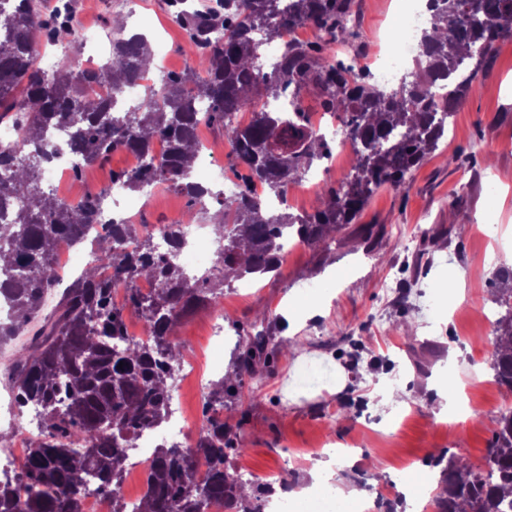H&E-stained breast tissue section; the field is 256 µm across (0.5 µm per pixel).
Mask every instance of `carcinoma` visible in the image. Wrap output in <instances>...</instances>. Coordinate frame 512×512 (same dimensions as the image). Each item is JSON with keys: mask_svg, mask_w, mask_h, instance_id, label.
I'll list each match as a JSON object with an SVG mask.
<instances>
[{"mask_svg": "<svg viewBox=\"0 0 512 512\" xmlns=\"http://www.w3.org/2000/svg\"><path fill=\"white\" fill-rule=\"evenodd\" d=\"M33 0H21L0 23V122L10 117L15 138L0 142V257L11 272L0 281V296L12 308L0 323V342L31 329L18 345L10 373L11 390L21 405L40 410L43 429L25 448V470L0 482V512H79L87 477H97L112 493V512H126L121 496L122 466L139 433L163 424L170 414L171 384L180 362L173 341L178 321L207 302L217 308L219 286L228 279L261 277L281 268L288 244L318 247L346 233L373 193L382 186L401 192L408 173L435 152L448 135V112L440 111L431 86L455 82L448 106L462 101L489 62L495 43L512 35V0H432V29L421 32L426 87L418 71L405 73L389 90L370 81L336 55V44H354L360 32L350 26L351 0H219L208 14L178 12L190 37L202 49V72L169 75L145 84L151 71L149 42L142 34L112 40V55L96 68L75 55L60 69L40 67L35 42ZM307 23L327 39L280 44L269 69L256 64L257 31L275 37L283 23ZM51 41L71 43L75 30L68 16L41 22ZM469 78L455 81L459 70ZM106 81L115 90L136 83L143 96L137 106L119 109L88 102L84 89ZM318 97L323 112L343 126L354 154L351 172L323 188L326 203L310 215L288 211V187L303 180L316 161L328 157L324 136L309 125L302 94ZM248 110L241 125L236 114ZM224 124L234 148L231 166L242 160L248 175L235 195L190 181L186 149L201 151L194 131L199 119ZM51 128L69 133L84 164L105 161L117 150L144 158L136 171L114 178L136 190L165 182L188 199L190 208L219 209L213 223L219 248L210 274L192 283L182 268L158 258L153 235L141 224L109 219L110 234L96 242V262L61 292L57 309L41 316L44 296L57 286L55 265L63 247L81 244L85 228L106 216V197L90 195L71 206L41 186V173L54 153L42 142ZM167 140V152L152 154L153 140ZM26 161L14 166V158ZM259 184L278 200L268 209L252 195ZM22 196L23 208L9 214L5 205ZM128 239L129 250L122 244ZM112 269L103 279L98 267ZM159 284L149 299L136 281ZM501 285L496 302L506 307L494 328L490 368L495 382L512 393V267L495 273ZM122 288L130 308L146 320L152 341L140 343L125 332L123 310L110 305L111 290ZM262 332L238 352L237 373L254 368L263 355ZM206 420L196 442L182 448L162 446L146 470L145 492L136 512H205L221 501L227 512H259L249 506L246 485L224 469L226 451L241 446L237 429L217 416L233 406L224 400V382L214 384ZM203 457L207 473L195 479L192 459ZM485 464L474 470L465 450L444 470L445 496L438 512H512V408L502 410Z\"/></svg>", "mask_w": 512, "mask_h": 512, "instance_id": "obj_1", "label": "carcinoma"}]
</instances>
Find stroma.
<instances>
[{"label":"stroma","instance_id":"obj_1","mask_svg":"<svg viewBox=\"0 0 512 512\" xmlns=\"http://www.w3.org/2000/svg\"><path fill=\"white\" fill-rule=\"evenodd\" d=\"M137 2L133 15L126 0H72V23L113 36L144 33L154 68L199 69L187 32L170 20V0ZM405 9L404 0H354L361 39L339 57L377 71L397 38L393 17ZM353 158L348 150L333 167L314 163L315 182L288 188L292 212L322 208V185L348 174ZM192 216L209 220L162 184L140 219L183 224ZM360 222L378 225L379 233L340 236L316 249L294 246L277 275L226 288L223 349L209 348L214 311L206 306L180 320L174 340L202 372L216 360L229 374L236 347L252 340L256 319L264 321L269 358L238 376L241 399L226 417L239 425L243 446L228 453L227 471H248L274 490L284 476L299 493L313 466L326 460V482L367 489L372 512H407L406 498L384 493L394 460L428 474L464 448L482 467L495 420L512 407V393L493 379L490 345L473 343L494 333V274L512 261V40L496 43L489 66L455 108L447 139L412 171L405 190L378 189ZM304 297L316 299L314 314L299 311ZM393 384L406 393L395 409L382 402ZM457 393L468 398L470 413L452 421L441 405ZM288 450L299 460L285 468Z\"/></svg>","mask_w":512,"mask_h":512}]
</instances>
